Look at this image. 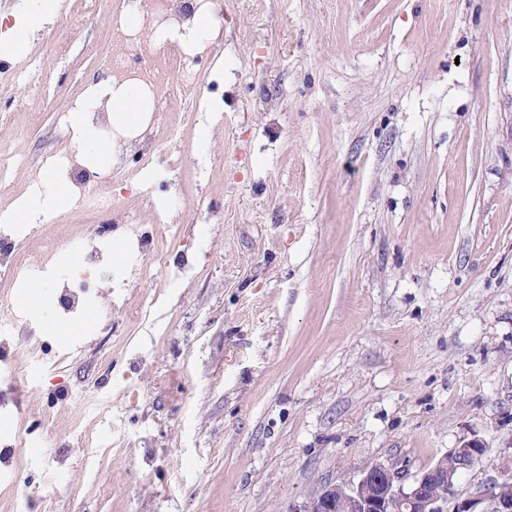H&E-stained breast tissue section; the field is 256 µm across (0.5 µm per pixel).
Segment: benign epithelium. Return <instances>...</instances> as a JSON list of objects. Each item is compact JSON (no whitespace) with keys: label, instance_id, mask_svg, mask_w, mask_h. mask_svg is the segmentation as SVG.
I'll return each instance as SVG.
<instances>
[{"label":"benign epithelium","instance_id":"7a95c632","mask_svg":"<svg viewBox=\"0 0 512 512\" xmlns=\"http://www.w3.org/2000/svg\"><path fill=\"white\" fill-rule=\"evenodd\" d=\"M485 442L464 437L433 466L405 482L402 470L373 462L357 483L327 485L315 493L302 512H512V495L492 485L477 495H461L455 483L459 472L470 469L484 454Z\"/></svg>","mask_w":512,"mask_h":512}]
</instances>
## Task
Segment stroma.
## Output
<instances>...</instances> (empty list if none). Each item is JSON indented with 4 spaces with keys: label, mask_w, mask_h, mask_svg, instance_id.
Returning a JSON list of instances; mask_svg holds the SVG:
<instances>
[{
    "label": "stroma",
    "mask_w": 512,
    "mask_h": 512,
    "mask_svg": "<svg viewBox=\"0 0 512 512\" xmlns=\"http://www.w3.org/2000/svg\"><path fill=\"white\" fill-rule=\"evenodd\" d=\"M67 8L79 26L54 15L0 53L18 162L0 211L17 219L43 159L92 140L105 153L80 163L135 217L108 230L125 258L95 298L55 315L80 333L45 331L32 286L16 297L33 332L7 342L34 387L0 438L40 421L58 476L31 449L0 462V512L32 493L45 512H301L369 463L414 475L472 433L487 450L457 492L512 477V0H224L207 55L223 109L159 113L142 172L97 126L58 123L108 90L114 37L111 0ZM181 201L176 246L154 216ZM91 226L77 205L20 225L22 247L59 242L49 292ZM142 235L164 259L138 278Z\"/></svg>",
    "instance_id": "35a3bbf8"
}]
</instances>
